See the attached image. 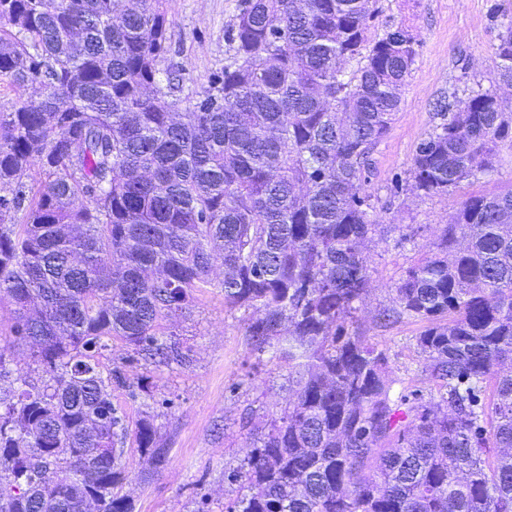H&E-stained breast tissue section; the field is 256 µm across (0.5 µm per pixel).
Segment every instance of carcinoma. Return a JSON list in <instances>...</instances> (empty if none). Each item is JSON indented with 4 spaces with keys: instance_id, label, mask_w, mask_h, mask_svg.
<instances>
[{
    "instance_id": "carcinoma-1",
    "label": "carcinoma",
    "mask_w": 512,
    "mask_h": 512,
    "mask_svg": "<svg viewBox=\"0 0 512 512\" xmlns=\"http://www.w3.org/2000/svg\"><path fill=\"white\" fill-rule=\"evenodd\" d=\"M166 4L0 0V84L39 90L0 110V296L9 342L41 372L0 349V512H133L114 493L111 389L127 378L97 355L120 336L130 363L178 360L159 320L199 288L244 311L251 353L296 373L227 512H512V374L498 370L512 362V185L466 197L374 316L427 322L416 345L437 394L396 393L357 316L379 230L369 157L419 43L399 24L377 32L380 0H241L224 67L185 95L165 66ZM495 55V87L435 104L411 191L448 196L512 152L497 93L512 87V25ZM136 439L166 462L150 422Z\"/></svg>"
}]
</instances>
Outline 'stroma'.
<instances>
[{
	"instance_id": "obj_1",
	"label": "stroma",
	"mask_w": 512,
	"mask_h": 512,
	"mask_svg": "<svg viewBox=\"0 0 512 512\" xmlns=\"http://www.w3.org/2000/svg\"><path fill=\"white\" fill-rule=\"evenodd\" d=\"M240 0H169L171 64L186 88L207 86L224 64V31ZM384 20L403 23L419 41V54L396 119L373 150L370 189L381 226L365 254L372 285L359 313L380 349L389 356L392 375L404 387L429 395L434 384L422 373L416 338L422 322L401 320L376 326L373 317L388 305L391 286L424 258L443 224L449 223L468 193L512 184V162L504 161L479 182L448 196H392L395 180L411 178L418 144L435 123L433 104L448 95L464 97L474 82L488 83L496 70L495 46L502 25L512 22V0H381ZM412 234L403 244L401 234ZM241 312L224 305L216 290L195 293L182 315L161 322L174 333L183 362L128 363L132 349L120 338L99 358L101 371L120 366L133 387L113 386L112 404L126 430L119 494L134 512H225L239 494L229 477L252 448L239 428L252 411L253 428H263L288 398L289 369L251 355ZM150 421L168 448L162 468L148 465L136 429Z\"/></svg>"
}]
</instances>
